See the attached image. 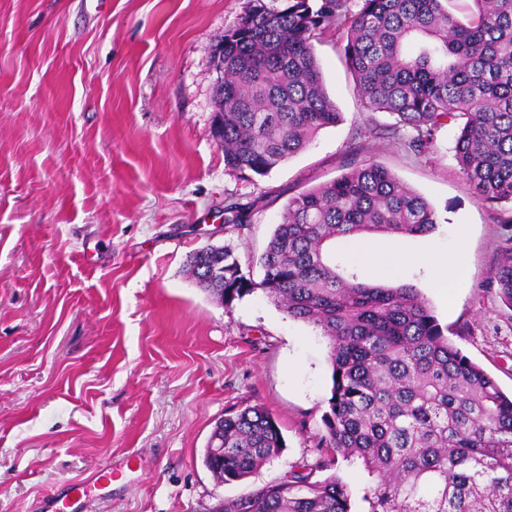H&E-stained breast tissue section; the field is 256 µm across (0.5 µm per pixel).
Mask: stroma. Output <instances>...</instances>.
<instances>
[{
    "label": "stroma",
    "instance_id": "stroma-1",
    "mask_svg": "<svg viewBox=\"0 0 512 512\" xmlns=\"http://www.w3.org/2000/svg\"><path fill=\"white\" fill-rule=\"evenodd\" d=\"M246 0H0V512L88 486V512H199L315 467L331 395L330 344L255 289L224 306L186 272L232 244L258 260L290 197L378 163L434 208L402 238L389 285L420 290L447 336L512 393V309L488 287L512 224L454 159L456 126L422 152L364 110L335 35L316 43L342 116L267 176L227 171L214 137L211 56ZM264 197L241 231L224 201ZM454 257L452 287L432 259ZM261 404L286 446L241 482L200 458L216 420Z\"/></svg>",
    "mask_w": 512,
    "mask_h": 512
}]
</instances>
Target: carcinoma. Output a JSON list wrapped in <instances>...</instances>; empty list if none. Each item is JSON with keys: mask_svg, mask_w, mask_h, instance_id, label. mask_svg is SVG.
Listing matches in <instances>:
<instances>
[{"mask_svg": "<svg viewBox=\"0 0 512 512\" xmlns=\"http://www.w3.org/2000/svg\"><path fill=\"white\" fill-rule=\"evenodd\" d=\"M463 22L448 0H247L218 41L224 165L266 176L339 118L314 43L331 30L357 95L417 132L455 121V159L475 197L512 204V0H473ZM258 201L224 204L225 230L248 225ZM427 200L376 163L352 160L338 178L288 200L259 264L246 276L230 244L197 249L187 271L228 307L259 285L289 317L330 341L325 447L362 461L366 512H512V398L462 354L418 288L368 283L336 265V240L436 229ZM489 287L512 308V242ZM278 422L261 404L215 422L202 454L216 484L242 481L280 454ZM214 448L224 449L215 455ZM298 464L279 479L203 512H351L338 477Z\"/></svg>", "mask_w": 512, "mask_h": 512, "instance_id": "cac0c4a2", "label": "carcinoma"}]
</instances>
